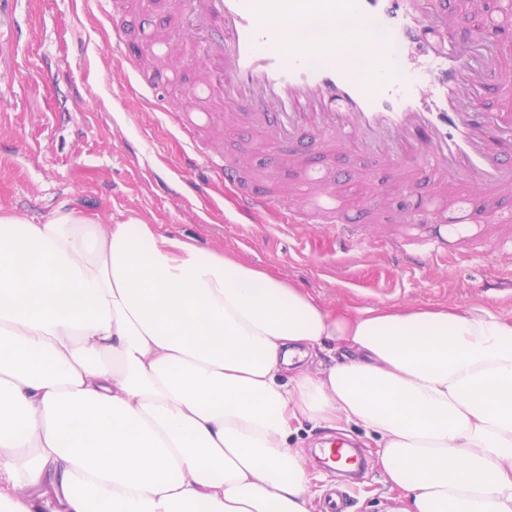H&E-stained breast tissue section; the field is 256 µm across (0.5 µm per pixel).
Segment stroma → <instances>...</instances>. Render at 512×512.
Returning a JSON list of instances; mask_svg holds the SVG:
<instances>
[{
  "label": "stroma",
  "instance_id": "35a3bbf8",
  "mask_svg": "<svg viewBox=\"0 0 512 512\" xmlns=\"http://www.w3.org/2000/svg\"><path fill=\"white\" fill-rule=\"evenodd\" d=\"M165 0L153 9L134 6L125 18L127 38L117 44L107 0H9L0 7V207L43 224L63 207L103 213L113 222L139 218L191 239L203 249L233 252L271 275L292 281L330 305L435 308L485 306L512 313V241L495 225L466 227L469 246L444 224L425 229L367 223L356 228L357 248L336 236L332 224H279L275 214L239 213L233 192L218 181L184 133L161 112L130 57L148 41ZM333 163L349 212L363 197L396 195L399 185L374 172L369 187L360 172L369 156L337 151ZM440 241L444 262L422 253L423 237ZM352 441L370 465L343 484L335 469L319 467L313 451L324 435ZM315 480L316 500L344 485L347 512H394L395 495L376 467L374 449L354 426L324 432L304 426L293 435Z\"/></svg>",
  "mask_w": 512,
  "mask_h": 512
}]
</instances>
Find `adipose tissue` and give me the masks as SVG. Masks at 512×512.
I'll return each mask as SVG.
<instances>
[{
	"instance_id": "adipose-tissue-1",
	"label": "adipose tissue",
	"mask_w": 512,
	"mask_h": 512,
	"mask_svg": "<svg viewBox=\"0 0 512 512\" xmlns=\"http://www.w3.org/2000/svg\"><path fill=\"white\" fill-rule=\"evenodd\" d=\"M363 428L398 512H512V314L329 308L231 252L0 208V512H313Z\"/></svg>"
}]
</instances>
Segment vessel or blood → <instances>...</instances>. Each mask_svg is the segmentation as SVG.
Segmentation results:
<instances>
[{
    "mask_svg": "<svg viewBox=\"0 0 512 512\" xmlns=\"http://www.w3.org/2000/svg\"><path fill=\"white\" fill-rule=\"evenodd\" d=\"M183 28L151 40L154 56L195 59L194 100L165 112L189 140L246 127L270 165L255 176L248 157L216 168L248 214L278 210L282 223H341L335 168L321 158L344 147L371 152L405 186L428 180L429 203L393 206L397 224H437L512 197V112L480 105L489 75L512 88V54L460 46L455 34L484 0H168ZM370 77L357 76L355 46ZM259 187H252L254 178Z\"/></svg>",
    "mask_w": 512,
    "mask_h": 512,
    "instance_id": "obj_1",
    "label": "vessel or blood"
}]
</instances>
